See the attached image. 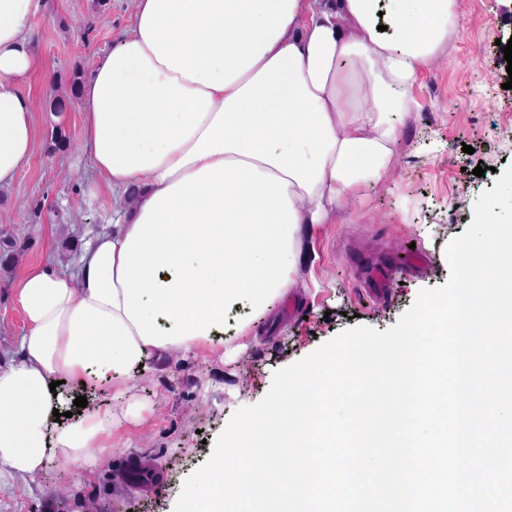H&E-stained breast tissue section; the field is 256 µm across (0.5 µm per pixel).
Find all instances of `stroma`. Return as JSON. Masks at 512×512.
<instances>
[{
  "instance_id": "1",
  "label": "stroma",
  "mask_w": 512,
  "mask_h": 512,
  "mask_svg": "<svg viewBox=\"0 0 512 512\" xmlns=\"http://www.w3.org/2000/svg\"><path fill=\"white\" fill-rule=\"evenodd\" d=\"M135 13L136 0H46L29 24L38 65L18 90L34 106V150L0 189V232L22 248L12 267H0L1 364L15 356L24 332L15 294L23 270L50 256L76 272L81 245L118 217L84 147L81 102L69 97L68 82L75 71L90 78L98 57L130 32ZM458 13L459 39L414 88L419 107L402 121L393 170L364 190L356 209L314 228L305 285L289 289L272 317L231 336L240 348L234 359L175 354L134 378L133 394L150 408L146 420L117 429L111 451L92 463L67 466L56 457L33 479L0 475V512H173L186 477L209 458L234 411L266 394L275 371L348 328L385 331L420 290L446 283L448 243L471 224L476 200L494 188L498 172L512 165V76L503 48L512 39V5L458 0ZM49 97L65 99V112H49ZM58 129L70 146L53 152ZM466 144L472 153L463 152ZM480 164L486 172L478 177ZM349 251L400 260L418 254L431 265L375 297L347 262ZM131 458L152 465L151 483L123 478Z\"/></svg>"
}]
</instances>
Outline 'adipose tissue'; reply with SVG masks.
Listing matches in <instances>:
<instances>
[{"label":"adipose tissue","mask_w":512,"mask_h":512,"mask_svg":"<svg viewBox=\"0 0 512 512\" xmlns=\"http://www.w3.org/2000/svg\"><path fill=\"white\" fill-rule=\"evenodd\" d=\"M43 9L0 0V187L33 150L17 81ZM458 35L457 0H137L82 116L94 168L118 198L141 194L83 248L75 278L49 259L19 279L26 333L0 365V474L86 461L144 422L126 398L134 375L175 351L225 356L226 310L265 314L287 295L312 230L392 168L395 117ZM64 380L98 405L75 410Z\"/></svg>","instance_id":"1"}]
</instances>
